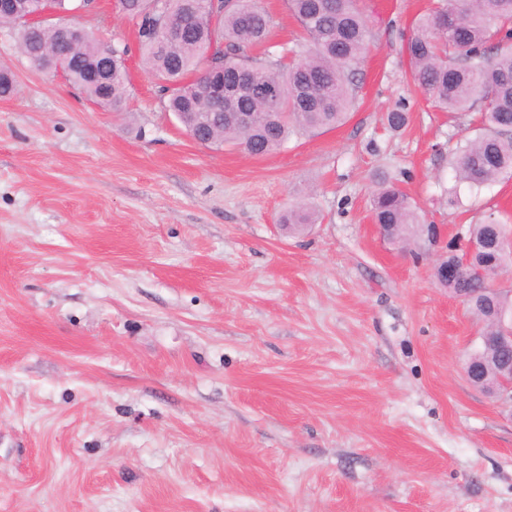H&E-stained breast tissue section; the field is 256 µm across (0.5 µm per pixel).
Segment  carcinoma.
<instances>
[{"mask_svg": "<svg viewBox=\"0 0 512 512\" xmlns=\"http://www.w3.org/2000/svg\"><path fill=\"white\" fill-rule=\"evenodd\" d=\"M19 14L39 13L47 5L68 10V0H18ZM308 36V43L280 54L252 50L269 37L270 16L257 0L214 10L208 0H164L174 24L170 33L152 35L146 13L151 0H117L118 8L143 15L137 42L148 72L163 82L165 106L205 146H236L250 155H267L290 136L323 132L348 116L354 97L351 68L369 48V32L355 0H285ZM250 16L242 24L240 14ZM512 0H437L415 24L406 45L414 85L444 112H484L483 128L453 156L457 181L471 187L489 184L512 172ZM18 48L35 68L79 87L94 103L122 112L127 99L126 57L129 47L102 41L85 30L71 40L65 23L54 19L31 29L20 23ZM228 86L254 77L277 87L278 99L244 96L236 113L211 108L205 97L210 78ZM373 220L394 227L392 243H404L430 226L419 223L407 195L382 184L373 198ZM318 213L305 204L288 207L280 223L300 234L317 223ZM469 237L491 240L511 236L512 225L497 219L472 224ZM505 260L493 254L479 258L467 305L485 327L496 324L507 296L488 291V279ZM497 352L477 349L469 359L477 374L473 383L486 387L496 379Z\"/></svg>", "mask_w": 512, "mask_h": 512, "instance_id": "1", "label": "carcinoma"}]
</instances>
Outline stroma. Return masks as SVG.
Listing matches in <instances>:
<instances>
[{
  "instance_id": "35a3bbf8",
  "label": "stroma",
  "mask_w": 512,
  "mask_h": 512,
  "mask_svg": "<svg viewBox=\"0 0 512 512\" xmlns=\"http://www.w3.org/2000/svg\"><path fill=\"white\" fill-rule=\"evenodd\" d=\"M433 4L359 0L347 121L265 156L187 135L115 0L65 18L128 45L122 112L0 26V512H512V407L464 371L484 325L440 248L372 222L383 175L448 232L512 223V174L457 183L470 119L410 79ZM260 5L269 51L306 42ZM298 202L322 220L289 237Z\"/></svg>"
}]
</instances>
